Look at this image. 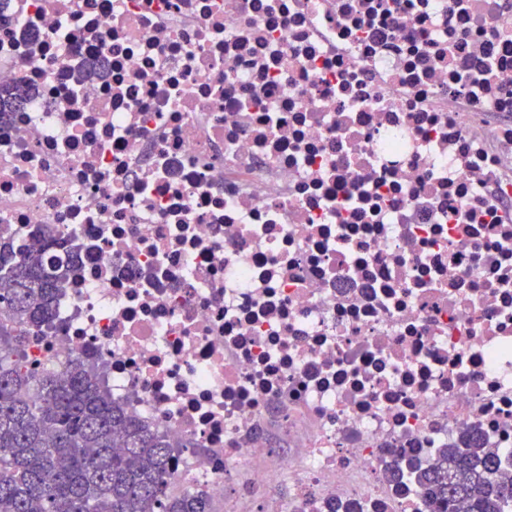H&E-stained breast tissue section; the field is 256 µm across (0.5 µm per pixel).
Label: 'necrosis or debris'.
Listing matches in <instances>:
<instances>
[{"mask_svg":"<svg viewBox=\"0 0 512 512\" xmlns=\"http://www.w3.org/2000/svg\"><path fill=\"white\" fill-rule=\"evenodd\" d=\"M0 235L73 243L33 339L224 512L512 479V0H0ZM285 480L288 495L270 493ZM501 458L473 439L466 448H446L437 463L417 470L428 512H512V482L497 478Z\"/></svg>","mask_w":512,"mask_h":512,"instance_id":"4bbe7bcc","label":"necrosis or debris"}]
</instances>
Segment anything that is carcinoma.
I'll use <instances>...</instances> for the list:
<instances>
[{
    "label": "carcinoma",
    "instance_id": "cac0c4a2",
    "mask_svg": "<svg viewBox=\"0 0 512 512\" xmlns=\"http://www.w3.org/2000/svg\"><path fill=\"white\" fill-rule=\"evenodd\" d=\"M28 98L0 88V115ZM63 248L47 235L20 250L0 240V512H212L205 494L172 491V442L112 405L95 367L78 361L58 372L30 357L73 270ZM501 465L475 439L446 449L417 471L427 512H512Z\"/></svg>",
    "mask_w": 512,
    "mask_h": 512
}]
</instances>
